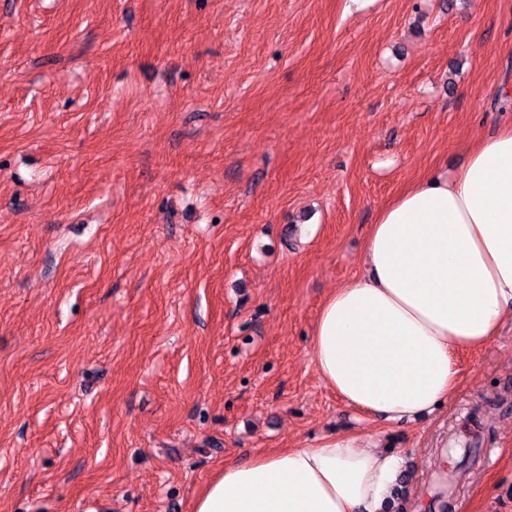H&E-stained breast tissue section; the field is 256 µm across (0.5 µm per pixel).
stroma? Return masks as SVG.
I'll return each instance as SVG.
<instances>
[{
    "label": "stroma",
    "mask_w": 512,
    "mask_h": 512,
    "mask_svg": "<svg viewBox=\"0 0 512 512\" xmlns=\"http://www.w3.org/2000/svg\"><path fill=\"white\" fill-rule=\"evenodd\" d=\"M512 123V0H0V512H194L346 433L512 512V320L416 422L311 335L379 210Z\"/></svg>",
    "instance_id": "1"
}]
</instances>
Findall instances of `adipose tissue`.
<instances>
[{
	"label": "adipose tissue",
	"instance_id": "adipose-tissue-1",
	"mask_svg": "<svg viewBox=\"0 0 512 512\" xmlns=\"http://www.w3.org/2000/svg\"><path fill=\"white\" fill-rule=\"evenodd\" d=\"M512 317V125L454 175L430 171L378 213L365 271L322 304L311 354L349 407L414 422L459 388L455 357ZM402 459L347 435L228 463L195 512H382Z\"/></svg>",
	"mask_w": 512,
	"mask_h": 512
}]
</instances>
